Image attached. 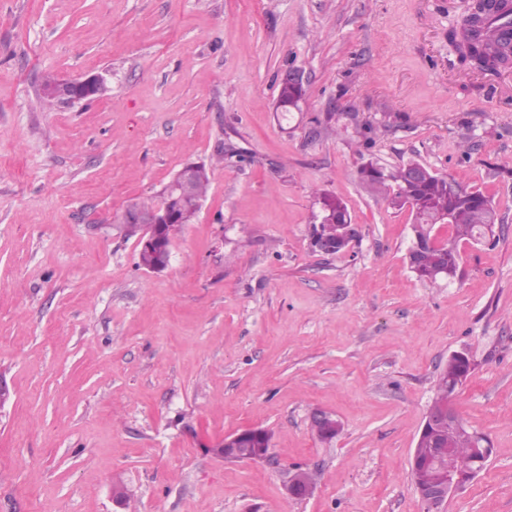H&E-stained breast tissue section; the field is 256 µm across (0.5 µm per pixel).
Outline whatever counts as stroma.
Returning a JSON list of instances; mask_svg holds the SVG:
<instances>
[{"label":"stroma","instance_id":"35a3bbf8","mask_svg":"<svg viewBox=\"0 0 512 512\" xmlns=\"http://www.w3.org/2000/svg\"><path fill=\"white\" fill-rule=\"evenodd\" d=\"M465 5L0 0V512H424L410 461L455 352L474 363L455 410L492 447L446 512H512V102L458 61ZM291 68L306 96L280 112ZM103 71L94 100L40 108L46 76ZM220 149L169 267H138L123 209ZM370 160L481 192L496 244L419 280L412 216L367 192ZM323 194L350 252L310 248ZM255 428L264 459L217 453Z\"/></svg>","mask_w":512,"mask_h":512}]
</instances>
